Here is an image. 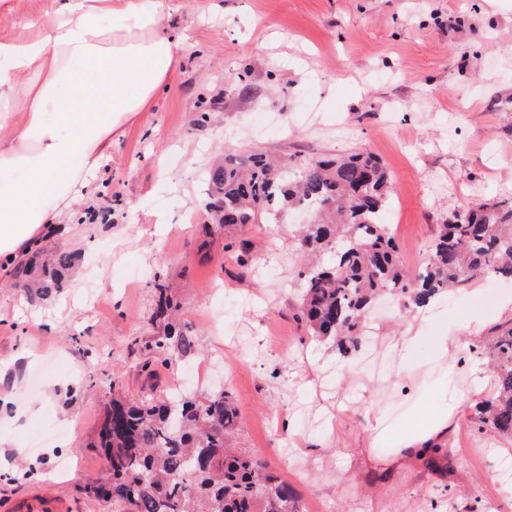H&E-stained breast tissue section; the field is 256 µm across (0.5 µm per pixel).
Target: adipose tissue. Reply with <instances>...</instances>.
Wrapping results in <instances>:
<instances>
[{"label": "adipose tissue", "instance_id": "1", "mask_svg": "<svg viewBox=\"0 0 512 512\" xmlns=\"http://www.w3.org/2000/svg\"><path fill=\"white\" fill-rule=\"evenodd\" d=\"M169 0H53L32 38L0 41V264L76 209L112 142L168 87L177 63ZM472 390L401 430L373 416L368 461L412 470L442 449Z\"/></svg>", "mask_w": 512, "mask_h": 512}]
</instances>
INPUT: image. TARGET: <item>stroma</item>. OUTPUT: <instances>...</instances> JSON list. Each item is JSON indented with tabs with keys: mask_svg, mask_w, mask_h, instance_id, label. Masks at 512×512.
Instances as JSON below:
<instances>
[{
	"mask_svg": "<svg viewBox=\"0 0 512 512\" xmlns=\"http://www.w3.org/2000/svg\"><path fill=\"white\" fill-rule=\"evenodd\" d=\"M0 40L26 34L49 0H9ZM171 0L179 64L169 89L112 143L84 205L108 220L60 219L49 243L79 251L63 288L39 300L0 266V512L32 491L71 512H118L87 485L105 467L99 436L112 385L132 397L224 388L240 426L235 450L296 489L301 512H512L501 483L512 436L465 422L441 477L369 470L368 413L396 425L423 399L448 402L472 362L458 325L457 360L429 344L406 364L407 325L441 335L450 315L512 297V283L475 287L403 314L388 296L369 338L343 355L298 318L297 213L275 224L208 226L205 172L243 147L301 160L367 151L394 191L390 224L408 267L437 224L463 206L512 195V0ZM177 288L192 348L169 359L144 344L156 272ZM401 382L389 384L388 376Z\"/></svg>",
	"mask_w": 512,
	"mask_h": 512,
	"instance_id": "35a3bbf8",
	"label": "stroma"
}]
</instances>
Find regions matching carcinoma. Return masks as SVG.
Returning a JSON list of instances; mask_svg holds the SVG:
<instances>
[{
  "instance_id": "obj_1",
  "label": "carcinoma",
  "mask_w": 512,
  "mask_h": 512,
  "mask_svg": "<svg viewBox=\"0 0 512 512\" xmlns=\"http://www.w3.org/2000/svg\"><path fill=\"white\" fill-rule=\"evenodd\" d=\"M209 223L257 224L291 209L312 211L298 242L304 255L300 315L311 336L332 339L344 352L358 346L367 310L383 293L406 312L480 277L512 282V200L474 202L437 225L430 253L415 269L403 263L389 225V176L370 153L283 163L242 152L206 172ZM15 275L42 296L59 287L80 252L36 248ZM152 321L159 328L146 348L162 356L188 343L176 323L178 304L161 272L153 280ZM495 386L477 404V431L512 433V319L495 327L489 346ZM239 413L228 392L200 399L175 392L164 399L112 398L100 435L105 474L89 490L122 512H300L287 480L256 457L230 450Z\"/></svg>"
}]
</instances>
